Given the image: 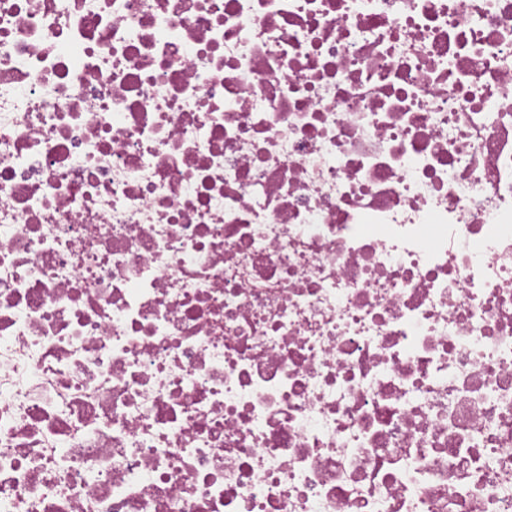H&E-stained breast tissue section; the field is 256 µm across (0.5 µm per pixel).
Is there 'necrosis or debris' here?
Instances as JSON below:
<instances>
[{"label": "necrosis or debris", "instance_id": "necrosis-or-debris-1", "mask_svg": "<svg viewBox=\"0 0 512 512\" xmlns=\"http://www.w3.org/2000/svg\"><path fill=\"white\" fill-rule=\"evenodd\" d=\"M0 512H512V0H0Z\"/></svg>", "mask_w": 512, "mask_h": 512}]
</instances>
